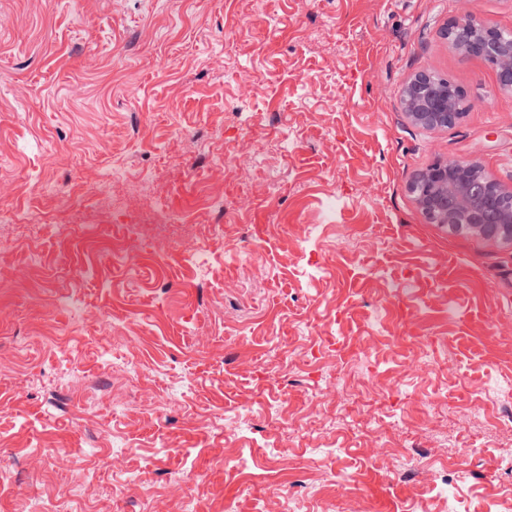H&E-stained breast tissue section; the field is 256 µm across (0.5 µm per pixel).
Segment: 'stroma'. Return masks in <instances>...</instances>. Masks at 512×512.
Wrapping results in <instances>:
<instances>
[{"label": "stroma", "instance_id": "35a3bbf8", "mask_svg": "<svg viewBox=\"0 0 512 512\" xmlns=\"http://www.w3.org/2000/svg\"><path fill=\"white\" fill-rule=\"evenodd\" d=\"M469 13L512 32V0H0V202L26 215L0 223V512H486L512 488V243L407 189L439 159L512 188V92L442 35ZM422 70L459 122L407 119ZM43 447L69 463L32 468Z\"/></svg>", "mask_w": 512, "mask_h": 512}]
</instances>
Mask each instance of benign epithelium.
<instances>
[{
	"mask_svg": "<svg viewBox=\"0 0 512 512\" xmlns=\"http://www.w3.org/2000/svg\"><path fill=\"white\" fill-rule=\"evenodd\" d=\"M456 27L468 29L473 36L460 49L493 64L501 85L512 91V38L472 15L448 25L443 36ZM431 75L420 71L408 81L402 95L403 110L423 128H446L456 124L463 113L457 109L455 93L434 86ZM408 190L430 221L436 219L454 230L480 225L512 230V190L473 161L438 162L414 177Z\"/></svg>",
	"mask_w": 512,
	"mask_h": 512,
	"instance_id": "obj_1",
	"label": "benign epithelium"
}]
</instances>
